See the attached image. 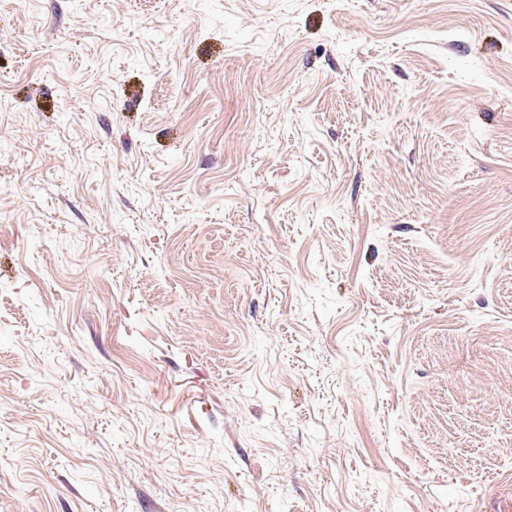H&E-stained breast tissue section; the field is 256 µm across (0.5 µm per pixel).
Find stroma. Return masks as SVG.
<instances>
[{
    "label": "stroma",
    "instance_id": "35a3bbf8",
    "mask_svg": "<svg viewBox=\"0 0 512 512\" xmlns=\"http://www.w3.org/2000/svg\"><path fill=\"white\" fill-rule=\"evenodd\" d=\"M0 512H496L512 0H0Z\"/></svg>",
    "mask_w": 512,
    "mask_h": 512
}]
</instances>
